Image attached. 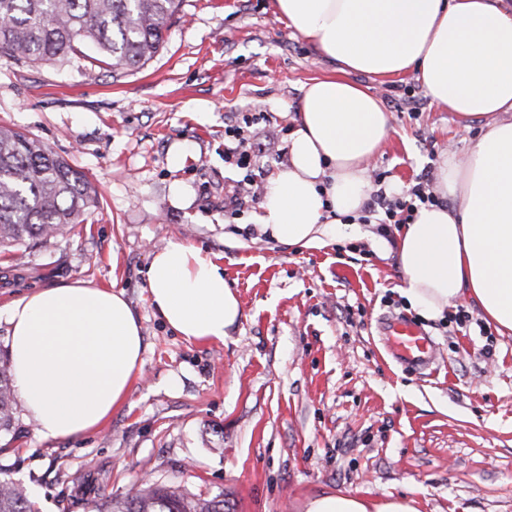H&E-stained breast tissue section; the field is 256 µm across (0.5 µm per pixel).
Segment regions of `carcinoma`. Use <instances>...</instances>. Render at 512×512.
Masks as SVG:
<instances>
[{
	"label": "carcinoma",
	"instance_id": "cac0c4a2",
	"mask_svg": "<svg viewBox=\"0 0 512 512\" xmlns=\"http://www.w3.org/2000/svg\"><path fill=\"white\" fill-rule=\"evenodd\" d=\"M179 0H0V52L29 63L64 62L92 45L112 71L132 70L162 48ZM96 199L87 176L40 140L0 127V253L86 221ZM15 431L10 361L0 360V434ZM0 512H37L23 487L0 479ZM118 512H224V499H187L148 482Z\"/></svg>",
	"mask_w": 512,
	"mask_h": 512
}]
</instances>
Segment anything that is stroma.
Listing matches in <instances>:
<instances>
[{
    "label": "stroma",
    "mask_w": 512,
    "mask_h": 512,
    "mask_svg": "<svg viewBox=\"0 0 512 512\" xmlns=\"http://www.w3.org/2000/svg\"><path fill=\"white\" fill-rule=\"evenodd\" d=\"M338 72L275 0H182L159 54L132 71L0 54V125L85 173L98 198L86 223L28 247L22 263L0 254V307L35 288L113 286L144 347L126 403L96 432L42 441L16 411L0 477L22 483L38 512H106L144 481L223 496L230 512H306L336 493L512 512V335L469 302L463 328L450 309L420 317L400 289L396 239L376 225L300 248L263 230L249 196L238 215L224 207L244 176L224 161L231 113L263 115L246 136L264 193L307 84ZM385 108L392 132L369 166L401 191L476 135L431 101ZM172 243L201 249L236 292L242 314L224 342L185 340L154 311L146 269ZM402 319L430 339L427 368L390 351Z\"/></svg>",
    "instance_id": "35a3bbf8"
}]
</instances>
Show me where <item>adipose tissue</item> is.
<instances>
[{
    "instance_id": "1",
    "label": "adipose tissue",
    "mask_w": 512,
    "mask_h": 512,
    "mask_svg": "<svg viewBox=\"0 0 512 512\" xmlns=\"http://www.w3.org/2000/svg\"><path fill=\"white\" fill-rule=\"evenodd\" d=\"M279 18L340 63L313 79L291 134L287 168L266 187L260 222L273 238L311 247L330 216L357 217L368 164L391 116L348 75L414 71L426 96L478 123L466 156L445 152L438 205L398 233L402 290L426 319L462 300L512 334V15L497 0H276ZM161 320L190 341L224 340L241 316L224 273L200 249L172 244L146 271ZM14 393L46 440L94 431L122 406L142 364V328L123 291L79 281L39 288L4 311ZM307 512H416L411 500L350 494L310 500Z\"/></svg>"
}]
</instances>
